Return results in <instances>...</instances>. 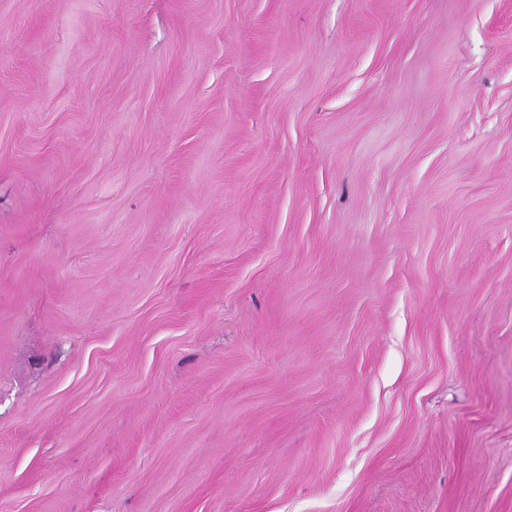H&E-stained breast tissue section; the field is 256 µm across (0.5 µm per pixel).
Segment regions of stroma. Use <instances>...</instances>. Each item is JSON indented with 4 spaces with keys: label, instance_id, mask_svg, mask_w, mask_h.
Segmentation results:
<instances>
[{
    "label": "stroma",
    "instance_id": "obj_1",
    "mask_svg": "<svg viewBox=\"0 0 512 512\" xmlns=\"http://www.w3.org/2000/svg\"><path fill=\"white\" fill-rule=\"evenodd\" d=\"M0 512H512V0H0Z\"/></svg>",
    "mask_w": 512,
    "mask_h": 512
}]
</instances>
